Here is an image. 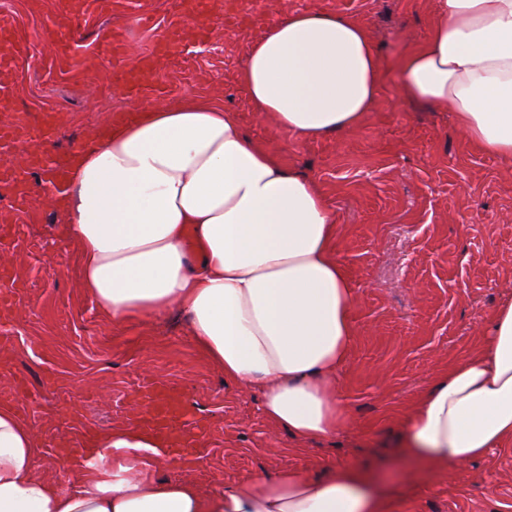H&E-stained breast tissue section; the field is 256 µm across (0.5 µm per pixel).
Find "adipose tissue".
<instances>
[{
	"mask_svg": "<svg viewBox=\"0 0 512 512\" xmlns=\"http://www.w3.org/2000/svg\"><path fill=\"white\" fill-rule=\"evenodd\" d=\"M397 97L451 113L471 148L512 165V0H433L426 37L395 64ZM252 109L288 135L355 132L385 70L366 28L312 9L275 19L237 76ZM82 286L121 326L185 314L224 381L259 388L260 410L302 440L334 437L339 374L356 332L339 226L319 185L243 132L235 113L186 98L114 118L51 197ZM512 444V299L474 357L422 393L404 456L445 469ZM93 462L36 474L40 443L0 401V512H388L364 472L257 474L202 489L159 477L164 452L133 427L93 434Z\"/></svg>",
	"mask_w": 512,
	"mask_h": 512,
	"instance_id": "adipose-tissue-1",
	"label": "adipose tissue"
}]
</instances>
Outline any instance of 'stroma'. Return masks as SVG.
<instances>
[{
    "label": "stroma",
    "mask_w": 512,
    "mask_h": 512,
    "mask_svg": "<svg viewBox=\"0 0 512 512\" xmlns=\"http://www.w3.org/2000/svg\"><path fill=\"white\" fill-rule=\"evenodd\" d=\"M153 2L150 25L128 6L88 15L82 61L60 68L62 0H0V17L29 40L27 56L0 77V96L13 102L0 123L17 112L37 132L46 114H56L55 135L41 141L55 160L116 115L208 97L236 113L250 137L281 152L287 167L315 180L336 213V257L356 290L357 337L339 376L344 421L328 441L301 442L276 429L259 409L258 391L226 385L196 350L183 315L113 326L82 288L77 247L37 191L26 206L8 208L18 235L0 250L22 291L0 360L40 393L28 414L41 444L37 471L60 474L52 447L76 441L83 425L130 426L135 390L157 381L181 394L205 430L202 459L162 460V476L208 489L261 472L320 476L354 466L389 494V512H512V446L444 472L400 452L404 419L423 390L479 352L495 309L512 298V167L474 152L448 113L399 103L390 79L360 132L315 141L293 138L254 112L236 79L267 24L299 9L356 19L393 69L405 47L425 38L431 0H253L248 13L242 0H223L204 37L180 21L179 0ZM175 26L183 29L182 55L159 59L153 90L132 96L114 85L96 50L100 30L122 36L131 63ZM48 368L59 385L46 391Z\"/></svg>",
    "instance_id": "1"
}]
</instances>
